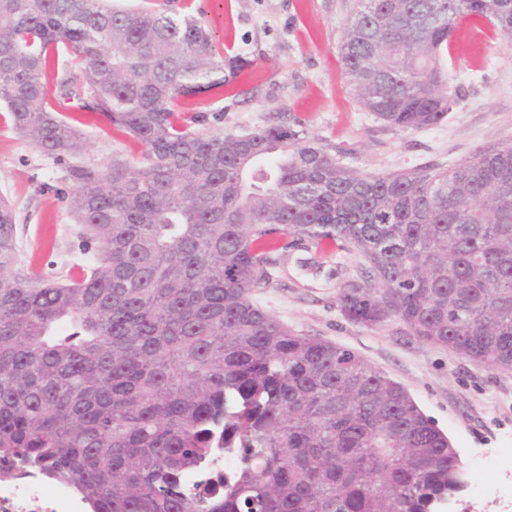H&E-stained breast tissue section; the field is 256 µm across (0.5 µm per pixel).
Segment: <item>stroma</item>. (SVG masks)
<instances>
[{
    "mask_svg": "<svg viewBox=\"0 0 512 512\" xmlns=\"http://www.w3.org/2000/svg\"><path fill=\"white\" fill-rule=\"evenodd\" d=\"M357 0H183L217 48L241 60L223 88L185 99L182 111L207 115L208 125L243 132L285 115L357 171L389 174L420 167L448 169L483 146L512 144V41L489 24L459 30L444 66L462 88L454 112L424 130L388 128L364 111L339 53L341 32ZM86 147L80 157L41 153L13 130L0 108V196L19 222L20 267L44 276L84 262L81 230L65 201L78 184L72 166L102 172L113 157L132 164L143 146L112 131L99 116L76 114ZM270 282L255 299L295 333L358 353L403 386L448 435L467 467L490 466L492 480L512 488V469L497 466L512 449V370L480 366L446 348L409 336L397 322L374 329L347 320L336 296L360 272L356 252L340 244L278 247Z\"/></svg>",
    "mask_w": 512,
    "mask_h": 512,
    "instance_id": "obj_1",
    "label": "stroma"
}]
</instances>
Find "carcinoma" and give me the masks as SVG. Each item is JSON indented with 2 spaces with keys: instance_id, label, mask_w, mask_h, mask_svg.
<instances>
[{
  "instance_id": "carcinoma-1",
  "label": "carcinoma",
  "mask_w": 512,
  "mask_h": 512,
  "mask_svg": "<svg viewBox=\"0 0 512 512\" xmlns=\"http://www.w3.org/2000/svg\"><path fill=\"white\" fill-rule=\"evenodd\" d=\"M512 39V0H359L339 46L390 128L448 117L456 21ZM75 61L50 101L57 54ZM194 16L108 0H0V105L39 151L77 157L61 108L138 139V166H79L69 208L92 256L75 275L18 266L0 199V474L63 483L87 512H436L468 486L448 435L352 349L289 330L253 300L278 231L349 245L351 322L512 370V145L445 171L363 174L288 121L202 131L178 109L224 86ZM237 465L191 490L221 454Z\"/></svg>"
}]
</instances>
